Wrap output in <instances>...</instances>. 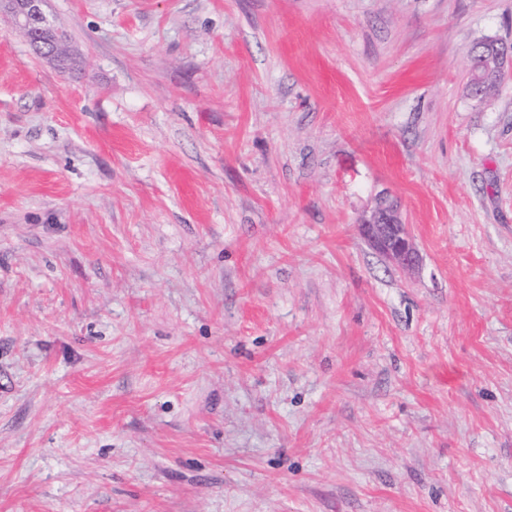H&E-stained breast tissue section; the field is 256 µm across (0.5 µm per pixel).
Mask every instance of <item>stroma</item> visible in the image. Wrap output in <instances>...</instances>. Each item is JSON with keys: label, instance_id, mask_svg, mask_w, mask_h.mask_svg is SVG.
<instances>
[{"label": "stroma", "instance_id": "1", "mask_svg": "<svg viewBox=\"0 0 512 512\" xmlns=\"http://www.w3.org/2000/svg\"><path fill=\"white\" fill-rule=\"evenodd\" d=\"M0 13V512H512V0ZM397 207L420 254L359 226ZM16 4V18L26 23L22 27L29 42L38 50L39 55L49 61H58V46L62 32L53 28L44 11L45 0H9ZM360 227L373 248L398 269L408 272L419 264V252L396 209L380 204Z\"/></svg>", "mask_w": 512, "mask_h": 512}]
</instances>
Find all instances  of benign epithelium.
I'll return each instance as SVG.
<instances>
[{"label": "benign epithelium", "mask_w": 512, "mask_h": 512, "mask_svg": "<svg viewBox=\"0 0 512 512\" xmlns=\"http://www.w3.org/2000/svg\"><path fill=\"white\" fill-rule=\"evenodd\" d=\"M13 2L16 4V18L24 21L22 30L39 55L49 61L59 59L61 32L48 21L43 11L45 0ZM361 232L373 248L398 269L408 272L419 264V252L396 209L378 206L361 224Z\"/></svg>", "instance_id": "obj_1"}]
</instances>
